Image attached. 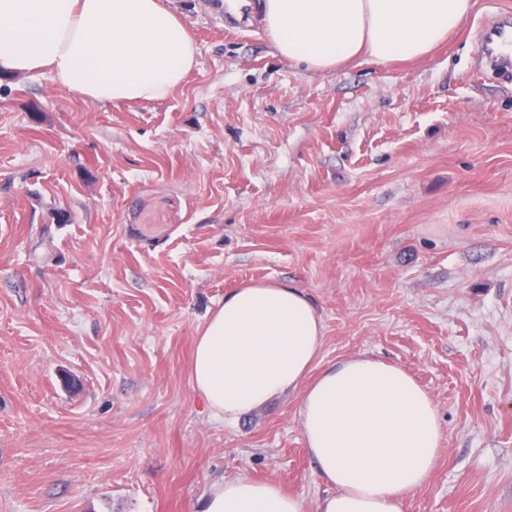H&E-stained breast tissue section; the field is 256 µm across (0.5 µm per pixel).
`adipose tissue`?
I'll return each instance as SVG.
<instances>
[{"label": "adipose tissue", "mask_w": 512, "mask_h": 512, "mask_svg": "<svg viewBox=\"0 0 512 512\" xmlns=\"http://www.w3.org/2000/svg\"><path fill=\"white\" fill-rule=\"evenodd\" d=\"M473 0H261L264 31L285 60L332 71L364 57L413 61L454 32ZM187 24L161 0H0V77L46 73L92 104L151 102L195 67ZM313 301L278 283L225 295L194 339L190 383L214 417L238 421L284 392L320 476L321 512H402L442 441L429 393L404 369L354 356L323 362ZM201 512H305L273 482L210 485Z\"/></svg>", "instance_id": "obj_1"}]
</instances>
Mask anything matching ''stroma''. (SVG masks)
I'll return each instance as SVG.
<instances>
[{
    "mask_svg": "<svg viewBox=\"0 0 512 512\" xmlns=\"http://www.w3.org/2000/svg\"><path fill=\"white\" fill-rule=\"evenodd\" d=\"M164 0L197 65L152 102L0 82V512H199L249 477L330 488L284 393L227 424L190 383L208 313L250 281L315 302L322 357L431 394L443 441L403 512H512V75L473 0L411 63L317 72L257 14Z\"/></svg>",
    "mask_w": 512,
    "mask_h": 512,
    "instance_id": "1",
    "label": "stroma"
}]
</instances>
